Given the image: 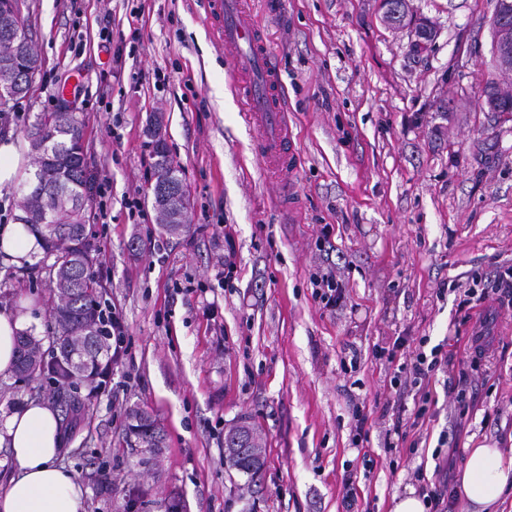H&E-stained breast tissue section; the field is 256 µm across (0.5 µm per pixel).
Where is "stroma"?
<instances>
[{"label":"stroma","instance_id":"obj_1","mask_svg":"<svg viewBox=\"0 0 512 512\" xmlns=\"http://www.w3.org/2000/svg\"><path fill=\"white\" fill-rule=\"evenodd\" d=\"M245 2L286 89L298 151L291 210L255 152L208 0H23L39 67L10 102L18 118L6 132L28 146L37 115L68 89L86 170L111 183L86 222L125 350L61 457L87 490V512H165L174 497L186 512H345L347 475L359 507L391 512L415 469L451 484L468 449L512 437V310L495 298L468 409L448 393L451 368L438 370L417 452L383 449L394 413L414 400L373 356L399 336L409 356L423 341L464 356L473 322L440 285L512 266V112L478 105L496 0H411L435 26L424 52L383 21L379 0ZM106 25L135 35L134 51L104 42ZM157 118L188 195L178 236L161 230L153 204ZM136 191L141 215L124 202ZM227 257L238 268L230 285L217 276ZM328 262L349 289L334 312L310 284ZM49 296L46 266L0 261V307L26 304L42 335ZM350 347L358 363L347 374ZM356 405L371 424L369 468L350 444ZM136 406L165 433L150 459L125 443ZM243 421L266 440L251 479L224 459V433Z\"/></svg>","mask_w":512,"mask_h":512}]
</instances>
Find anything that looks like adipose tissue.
Masks as SVG:
<instances>
[{"mask_svg":"<svg viewBox=\"0 0 512 512\" xmlns=\"http://www.w3.org/2000/svg\"><path fill=\"white\" fill-rule=\"evenodd\" d=\"M30 325L28 314L0 308V377L12 374L15 339ZM0 447L9 450L15 463L10 479L0 484V512H86L84 489L59 463L63 431L51 405L32 400L0 415ZM455 490L474 512H496L512 490V448L484 443L470 449Z\"/></svg>","mask_w":512,"mask_h":512,"instance_id":"1","label":"adipose tissue"}]
</instances>
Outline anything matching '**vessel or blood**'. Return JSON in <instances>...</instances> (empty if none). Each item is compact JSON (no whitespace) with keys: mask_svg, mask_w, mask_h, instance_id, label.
Returning <instances> with one entry per match:
<instances>
[{"mask_svg":"<svg viewBox=\"0 0 512 512\" xmlns=\"http://www.w3.org/2000/svg\"><path fill=\"white\" fill-rule=\"evenodd\" d=\"M210 13L218 22L225 49L236 56L237 72L243 77L238 92L258 132L257 154L270 172H288L295 165L296 151L264 32L243 0H211Z\"/></svg>","mask_w":512,"mask_h":512,"instance_id":"vessel-or-blood-1","label":"vessel or blood"}]
</instances>
